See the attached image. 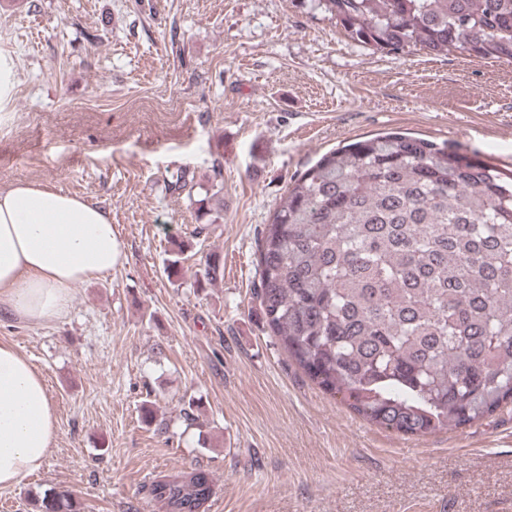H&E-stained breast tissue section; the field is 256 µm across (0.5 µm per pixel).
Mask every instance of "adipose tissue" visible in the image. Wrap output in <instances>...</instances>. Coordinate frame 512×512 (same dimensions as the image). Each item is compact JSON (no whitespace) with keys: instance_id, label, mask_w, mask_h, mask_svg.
I'll return each mask as SVG.
<instances>
[{"instance_id":"ef3b65f1","label":"adipose tissue","mask_w":512,"mask_h":512,"mask_svg":"<svg viewBox=\"0 0 512 512\" xmlns=\"http://www.w3.org/2000/svg\"><path fill=\"white\" fill-rule=\"evenodd\" d=\"M120 250L108 214L31 181L0 189V312L33 325L66 316L73 287L111 272ZM58 414L43 374L0 343V487L38 471L56 444Z\"/></svg>"}]
</instances>
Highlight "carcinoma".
<instances>
[{
    "label": "carcinoma",
    "mask_w": 512,
    "mask_h": 512,
    "mask_svg": "<svg viewBox=\"0 0 512 512\" xmlns=\"http://www.w3.org/2000/svg\"><path fill=\"white\" fill-rule=\"evenodd\" d=\"M356 44L512 60V0H303ZM201 204L224 211L223 186ZM256 299L294 364L355 415L408 436L512 403V177L387 132L324 154L261 232ZM195 467L150 485L160 512H205ZM33 512H80L51 487Z\"/></svg>",
    "instance_id": "carcinoma-1"
}]
</instances>
